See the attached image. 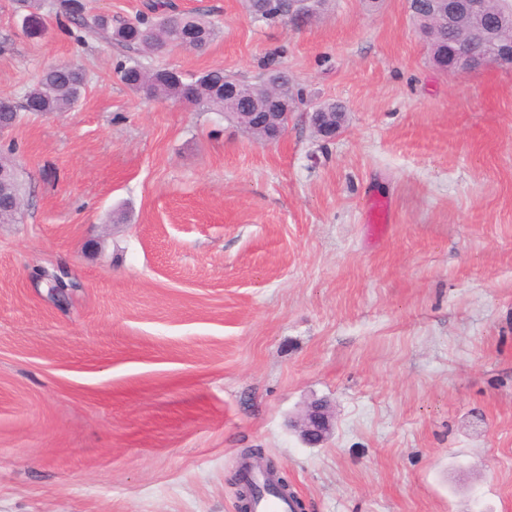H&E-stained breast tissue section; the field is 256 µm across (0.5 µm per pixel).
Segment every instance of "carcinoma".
<instances>
[{"mask_svg":"<svg viewBox=\"0 0 512 512\" xmlns=\"http://www.w3.org/2000/svg\"><path fill=\"white\" fill-rule=\"evenodd\" d=\"M248 11L260 21L275 22L287 15L299 26L309 22L329 0H309L296 8L289 0H245ZM408 8L419 28L425 30L432 58L438 68H448V46L463 42L470 57L489 56L493 46L480 37L465 21L454 29L435 20H426L436 8L433 0H408ZM57 20L60 24L94 32H111L112 40L123 47L138 49L153 56H161L174 48L202 52L217 37L216 26L205 16L191 12H177L168 0H148L145 11L133 22L112 23V18L90 13L82 0H60ZM120 81L130 90L147 98H188V102L204 112H216L237 124H242V112L252 111L253 99L275 94L288 101V111L294 112L301 103L299 93L288 72L276 65L264 69L260 81L240 83L235 97L224 100V86L230 82L224 71L211 69L186 76L170 67H146L139 61L116 65ZM86 81L82 68L73 64L50 66L42 71L36 82L25 90L20 99H7L0 105V130L12 128L23 113L67 112L81 99ZM336 102H322L312 107L308 118L313 129L326 123V113L342 112Z\"/></svg>","mask_w":512,"mask_h":512,"instance_id":"carcinoma-1","label":"carcinoma"}]
</instances>
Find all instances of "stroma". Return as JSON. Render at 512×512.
Wrapping results in <instances>:
<instances>
[{
    "label": "stroma",
    "mask_w": 512,
    "mask_h": 512,
    "mask_svg": "<svg viewBox=\"0 0 512 512\" xmlns=\"http://www.w3.org/2000/svg\"><path fill=\"white\" fill-rule=\"evenodd\" d=\"M174 2L219 35L159 65H281L304 106L280 141L131 92L130 50L76 42L56 0L30 26L0 0V97L87 73L0 140L30 189L0 224V512H238L248 448L305 512H512V69L438 70L407 0L299 29ZM323 101L346 111L328 140L304 110ZM319 399L311 447L292 422ZM334 416L331 405L324 400L311 402L302 415L293 422L301 440L307 445L324 442L333 429Z\"/></svg>",
    "instance_id": "obj_1"
}]
</instances>
